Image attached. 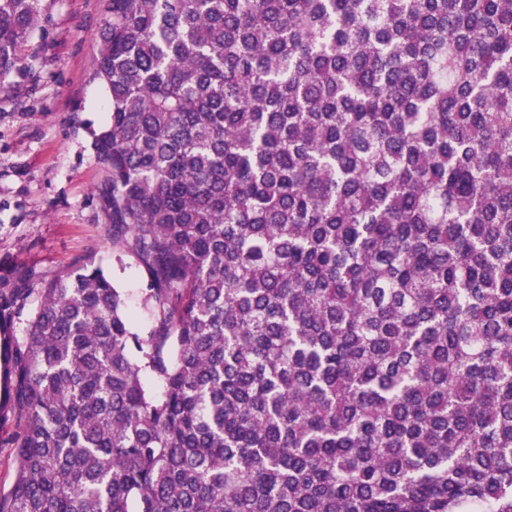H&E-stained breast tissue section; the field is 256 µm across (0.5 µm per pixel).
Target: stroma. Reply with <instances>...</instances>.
<instances>
[{"instance_id": "obj_1", "label": "stroma", "mask_w": 512, "mask_h": 512, "mask_svg": "<svg viewBox=\"0 0 512 512\" xmlns=\"http://www.w3.org/2000/svg\"><path fill=\"white\" fill-rule=\"evenodd\" d=\"M42 21L0 93V297L17 272L48 279L93 258L121 291L135 326L148 327L146 277L118 259L97 189L106 178L92 132L108 121L97 77L104 0H42Z\"/></svg>"}]
</instances>
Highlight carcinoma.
<instances>
[{"instance_id":"carcinoma-1","label":"carcinoma","mask_w":512,"mask_h":512,"mask_svg":"<svg viewBox=\"0 0 512 512\" xmlns=\"http://www.w3.org/2000/svg\"><path fill=\"white\" fill-rule=\"evenodd\" d=\"M40 20L0 0V80ZM96 42L152 325L87 258L0 301V512H512V0H105ZM15 431L13 421L7 422L0 429V489L7 490L14 479L12 458L14 448H11L9 439Z\"/></svg>"}]
</instances>
